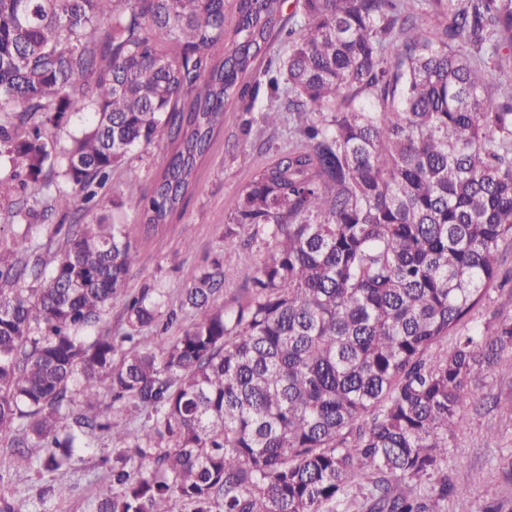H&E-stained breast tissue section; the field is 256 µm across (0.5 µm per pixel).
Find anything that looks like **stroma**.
<instances>
[{
    "label": "stroma",
    "instance_id": "obj_1",
    "mask_svg": "<svg viewBox=\"0 0 512 512\" xmlns=\"http://www.w3.org/2000/svg\"><path fill=\"white\" fill-rule=\"evenodd\" d=\"M288 52V43L273 38L267 53L258 59L255 79L259 84L252 106L237 102L224 112V126L199 168L198 190L187 201L182 214L159 235L137 240L142 261L129 277L130 290L153 283L165 288L171 298H178L198 271L206 266L222 246L220 236L228 222L229 211L241 190L257 169L274 160L288 148V131L264 129L261 112L271 105L269 76L275 72ZM171 145L168 139L156 140L136 150L112 173L111 183L102 192L101 213L121 224H136L140 214L136 199L125 189L136 180L150 186L164 165ZM261 253L244 248L224 257V291L216 296V304H227L244 280L251 276ZM512 312V239L500 246L499 277L490 285L482 305L466 318L465 327H476L493 333L494 311ZM500 370L477 373L472 380L477 398L462 411L455 436L448 448L447 471L454 489L448 497L447 512H457L458 503H466L470 512H482L486 488H494L500 497L512 500V481L503 466L512 457V351L503 352ZM115 449L102 433L92 438L74 472L36 476L20 472L18 487L29 495H37L47 483L66 484L70 493L59 512H89L87 504L93 496L95 482L112 463Z\"/></svg>",
    "mask_w": 512,
    "mask_h": 512
}]
</instances>
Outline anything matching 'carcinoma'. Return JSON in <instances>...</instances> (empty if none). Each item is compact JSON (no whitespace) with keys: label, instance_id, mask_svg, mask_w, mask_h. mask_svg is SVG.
I'll return each mask as SVG.
<instances>
[{"label":"carcinoma","instance_id":"carcinoma-1","mask_svg":"<svg viewBox=\"0 0 512 512\" xmlns=\"http://www.w3.org/2000/svg\"><path fill=\"white\" fill-rule=\"evenodd\" d=\"M233 14L0 0V223L75 219L56 249L58 226L0 246V433L50 472L107 433L119 451L93 512H445L471 378L512 350V313L490 336L461 327L512 237V0H302L298 20L283 0H234ZM283 32L268 86L297 142L241 191L178 309L153 284L128 292L135 236L183 211L225 108ZM163 135L150 191L128 185L139 225L81 223ZM254 245L269 256L233 307L215 305L224 254ZM115 300L122 330L102 335ZM181 312L194 319L177 335H147ZM144 461L152 474L135 475ZM0 512L29 501L0 494Z\"/></svg>","mask_w":512,"mask_h":512}]
</instances>
